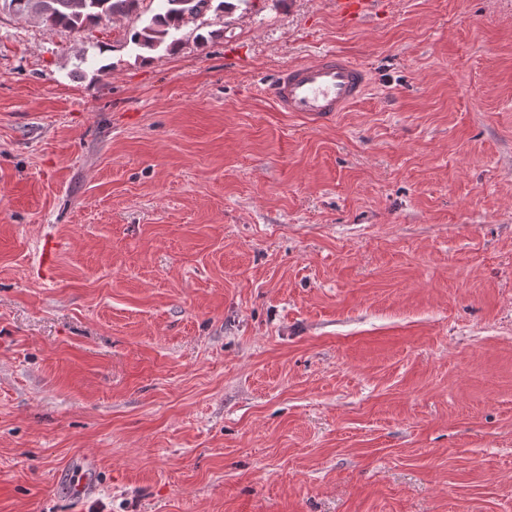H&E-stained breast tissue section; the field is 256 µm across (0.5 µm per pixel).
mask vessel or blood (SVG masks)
Wrapping results in <instances>:
<instances>
[{
    "instance_id": "vessel-or-blood-1",
    "label": "vessel or blood",
    "mask_w": 512,
    "mask_h": 512,
    "mask_svg": "<svg viewBox=\"0 0 512 512\" xmlns=\"http://www.w3.org/2000/svg\"><path fill=\"white\" fill-rule=\"evenodd\" d=\"M336 17L351 24L375 13L379 0H332ZM370 85L362 64L326 50L308 62L280 69L267 88L276 107L317 123L358 102Z\"/></svg>"
}]
</instances>
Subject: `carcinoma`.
<instances>
[{
    "label": "carcinoma",
    "mask_w": 512,
    "mask_h": 512,
    "mask_svg": "<svg viewBox=\"0 0 512 512\" xmlns=\"http://www.w3.org/2000/svg\"><path fill=\"white\" fill-rule=\"evenodd\" d=\"M142 0H0L14 16L27 17L48 29L82 32L98 25L103 17L139 12ZM161 7L152 14L131 42L142 51L164 48L170 52L183 42L182 30L189 20L208 11L224 12L228 0H159Z\"/></svg>",
    "instance_id": "obj_1"
}]
</instances>
